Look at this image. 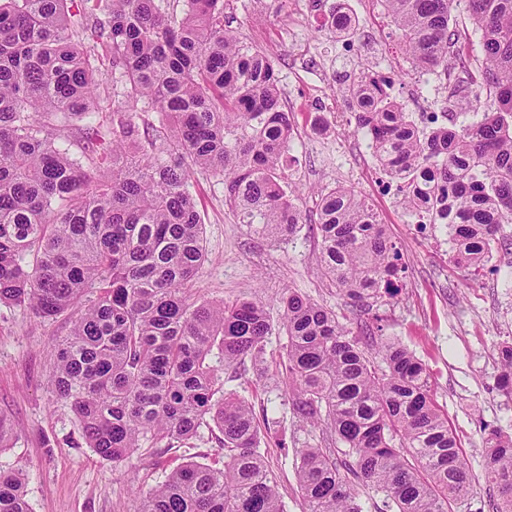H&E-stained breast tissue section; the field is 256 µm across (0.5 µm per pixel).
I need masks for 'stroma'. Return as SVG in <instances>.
I'll use <instances>...</instances> for the list:
<instances>
[{
	"label": "stroma",
	"mask_w": 512,
	"mask_h": 512,
	"mask_svg": "<svg viewBox=\"0 0 512 512\" xmlns=\"http://www.w3.org/2000/svg\"><path fill=\"white\" fill-rule=\"evenodd\" d=\"M357 12L356 55L341 64L336 37L312 19L301 20L305 52L283 56L269 30L287 29L290 0H227L224 13L242 41L263 50L280 77L281 96L294 116L297 162L292 179L301 190L305 214L297 236L274 240L238 223L224 207V186L214 177L197 176L193 190L203 222L206 261L196 279L200 300L258 299L273 325L262 360L226 370L224 387L252 402L255 412L280 418L288 433L285 447L263 437L260 450L277 480L286 512H306L297 482L299 452L323 445L327 434L304 425L293 414L280 388L278 363L287 338L282 332L278 296L293 288L332 310L350 329L379 323L373 336L360 339L367 356L394 342L425 364L433 397L458 435L474 480L453 502L452 512H495L496 487L485 477L484 437L496 429L512 436V399L497 388L499 351L512 344V249L496 250L479 275L454 268L448 261L442 226L419 230L393 205L394 192L381 174L364 136L353 128L320 133L314 128L324 100L348 101L346 89L361 70L382 63L395 77L392 89L413 121H421L432 91L414 97V77L394 26L372 0H345ZM324 73L321 93L310 92L313 69ZM338 184L354 187L374 208L400 249L406 269L396 298L371 301L366 309L350 306L335 284L316 273L319 240L318 189ZM71 328L70 316L42 321L19 307L0 305V414L11 420L16 438L0 452V470L23 468L32 512H137L140 492L155 487L189 461L219 464L223 453L208 429L190 448H142L131 462L101 458L82 439L78 423L63 403L54 400L50 374L55 346Z\"/></svg>",
	"instance_id": "obj_1"
}]
</instances>
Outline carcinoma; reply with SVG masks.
Masks as SVG:
<instances>
[{
	"instance_id": "carcinoma-1",
	"label": "carcinoma",
	"mask_w": 512,
	"mask_h": 512,
	"mask_svg": "<svg viewBox=\"0 0 512 512\" xmlns=\"http://www.w3.org/2000/svg\"><path fill=\"white\" fill-rule=\"evenodd\" d=\"M384 2L413 75L452 64L453 92L476 85L493 101L478 120L454 112L424 132L388 78L364 71L349 90L357 131L396 171L405 209L443 226L449 261L475 272L512 245V0H465L477 57L450 27L460 0ZM293 135L270 59L226 25L224 0H0V304L44 321L76 314L51 390L100 457L186 446L211 425L224 451L221 468L170 473L138 512H285L260 452L276 421H257L221 379L264 355L272 325L259 300L194 297L205 247L192 187L201 171L219 177L239 223L294 236ZM316 232L319 271L352 304L397 295L402 254L353 187L321 191ZM279 301L293 413L332 435L300 452L307 512H365L361 486L388 512H451L473 475L426 367L384 344L379 368L335 313L293 288ZM498 389L512 398L511 345ZM485 447L496 512H512V438L492 429ZM0 512H31L24 471H0Z\"/></svg>"
}]
</instances>
